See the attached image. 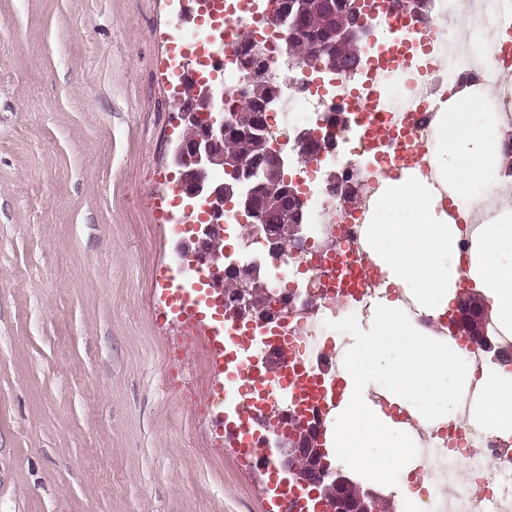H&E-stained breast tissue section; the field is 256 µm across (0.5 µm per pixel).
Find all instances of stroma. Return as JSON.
Listing matches in <instances>:
<instances>
[{
    "instance_id": "obj_1",
    "label": "stroma",
    "mask_w": 512,
    "mask_h": 512,
    "mask_svg": "<svg viewBox=\"0 0 512 512\" xmlns=\"http://www.w3.org/2000/svg\"><path fill=\"white\" fill-rule=\"evenodd\" d=\"M188 0H0V512H270L165 314ZM188 38L189 36H185L184 31L177 30L168 39L172 53L170 60L174 61L172 78L184 90L187 84L195 81L197 75L206 76L209 74L210 78H214L219 70L210 59L199 60L185 52L184 46H186Z\"/></svg>"
}]
</instances>
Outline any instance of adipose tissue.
<instances>
[{
  "mask_svg": "<svg viewBox=\"0 0 512 512\" xmlns=\"http://www.w3.org/2000/svg\"><path fill=\"white\" fill-rule=\"evenodd\" d=\"M426 100L433 135L418 161L360 200L379 280L348 323L331 423L336 461L368 484L392 482L400 499L416 494L407 479L423 445L415 427L460 422L473 380L470 353L449 335V309L471 292L487 321L512 335V113L484 111L473 85L433 84ZM473 415L512 437V375L483 381Z\"/></svg>",
  "mask_w": 512,
  "mask_h": 512,
  "instance_id": "ef3b65f1",
  "label": "adipose tissue"
}]
</instances>
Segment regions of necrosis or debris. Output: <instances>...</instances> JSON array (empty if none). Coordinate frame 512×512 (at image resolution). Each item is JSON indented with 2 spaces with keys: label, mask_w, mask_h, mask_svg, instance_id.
Listing matches in <instances>:
<instances>
[{
  "label": "necrosis or debris",
  "mask_w": 512,
  "mask_h": 512,
  "mask_svg": "<svg viewBox=\"0 0 512 512\" xmlns=\"http://www.w3.org/2000/svg\"><path fill=\"white\" fill-rule=\"evenodd\" d=\"M275 0H250L247 12H239L237 0H224L223 25L212 27L201 40L190 43L189 52L204 56L211 50L224 55V92L237 95L241 74L234 56L235 41L225 39V28H248L253 32V51L268 64L276 88L277 105L267 119L266 136L277 153L297 158L300 148L294 136L303 124L312 132L329 130L334 151L325 153L306 175L310 183L305 205L310 233L281 259H272L267 248L255 244L242 248L237 260L256 263L272 271L271 295L288 298L296 306L279 327L280 340L296 339L303 347L299 364L311 370L314 358L323 356L329 341L340 340L350 318L367 308L369 284L350 295L344 308L332 303L346 281L356 278L359 268L372 262L361 242L363 214H350L339 198L327 191L328 169L342 163L345 170L361 167L371 158L386 156L391 137L375 146L363 143L362 115L333 124L334 113L349 111L354 96L364 97L377 112L387 115L394 126L412 125L418 139H429L432 114L425 90L433 83L455 86L467 81L500 89V96L487 100L491 112L512 109V91L505 83L511 73L503 57L491 54L484 41L487 29L512 21V0H434L435 16L448 22L469 18L465 35L432 40L422 63L404 64L396 59L399 37L395 0H381L368 10L366 28L371 38L366 45L367 62L360 72L335 79L330 91H322L316 77L298 60L280 53L284 28L272 18ZM446 55L448 66L438 69L431 56ZM496 353L470 344L475 380L463 402L460 425L431 431L426 448L419 451L421 472L428 488L419 500L407 502L405 512H512V441L487 432L471 419L479 395V381L500 372L512 374V338L492 332Z\"/></svg>",
  "instance_id": "4bbe7bcc"
}]
</instances>
